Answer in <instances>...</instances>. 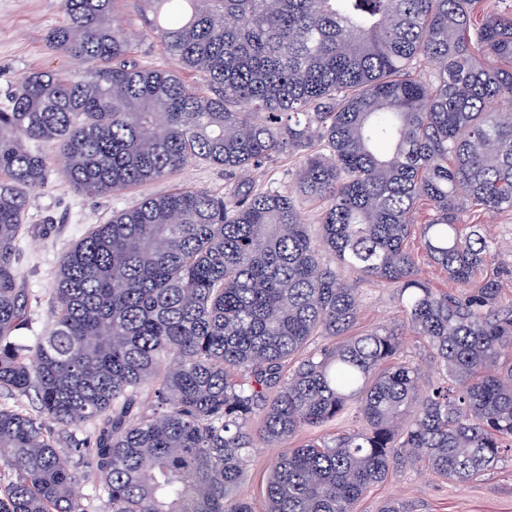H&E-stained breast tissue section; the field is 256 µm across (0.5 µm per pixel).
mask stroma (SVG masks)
Returning <instances> with one entry per match:
<instances>
[{
	"mask_svg": "<svg viewBox=\"0 0 512 512\" xmlns=\"http://www.w3.org/2000/svg\"><path fill=\"white\" fill-rule=\"evenodd\" d=\"M120 11L124 33L132 40L140 63L177 73L196 93L211 94V87L199 74L182 69L160 43L148 37L152 14L144 0H123ZM65 19L62 0H0V103L23 73L77 70L76 61L53 54L46 44L50 29ZM301 160V154L287 152L252 170L250 177L259 187L286 192L293 188ZM235 181V176L223 167L190 162L170 176L116 195L92 197L67 179L60 164H53L48 184L29 192L27 223L32 230L20 243V281L40 297L33 312L34 331L42 332L52 318L50 293L60 259L93 225L138 206L148 197L184 189L221 195ZM358 293L359 329L401 324L403 313L394 288L362 282ZM276 453V448L261 443L250 453L240 492L253 502L256 512L264 508L269 464ZM390 501L402 505L404 512H512V457H503L495 470L480 479L461 484L439 479L420 463L396 465L386 481L375 485L358 501L354 512H380Z\"/></svg>",
	"mask_w": 512,
	"mask_h": 512,
	"instance_id": "1",
	"label": "stroma"
}]
</instances>
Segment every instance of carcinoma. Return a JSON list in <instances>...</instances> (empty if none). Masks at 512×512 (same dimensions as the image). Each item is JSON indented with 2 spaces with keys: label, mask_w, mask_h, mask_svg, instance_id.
I'll return each mask as SVG.
<instances>
[{
  "label": "carcinoma",
  "mask_w": 512,
  "mask_h": 512,
  "mask_svg": "<svg viewBox=\"0 0 512 512\" xmlns=\"http://www.w3.org/2000/svg\"><path fill=\"white\" fill-rule=\"evenodd\" d=\"M119 2L63 0L48 48L82 69L25 73L0 105V395L32 398L0 406V512H253L249 449L352 409L358 431L272 459L266 512H353L405 459L456 483L493 470L512 453V305L485 275L497 243L458 221L512 210V0H145L148 36L211 96L133 57ZM39 144L89 196L192 160L239 180L95 225L29 345L18 262L27 190L51 172ZM287 151L303 153L296 192L324 204L315 237L292 196L248 179ZM414 240L460 293L422 279ZM347 270L396 289L439 383L422 387L397 330L355 331ZM84 423L91 496L81 449L61 448Z\"/></svg>",
  "instance_id": "carcinoma-1"
}]
</instances>
